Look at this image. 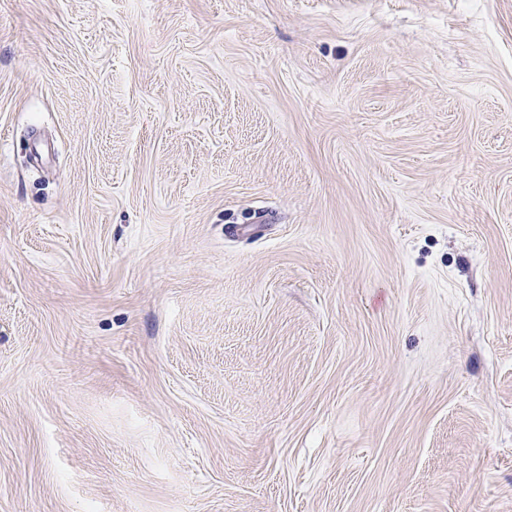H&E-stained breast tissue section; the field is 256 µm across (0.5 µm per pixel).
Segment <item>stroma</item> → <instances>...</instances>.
Segmentation results:
<instances>
[{
    "instance_id": "obj_1",
    "label": "stroma",
    "mask_w": 512,
    "mask_h": 512,
    "mask_svg": "<svg viewBox=\"0 0 512 512\" xmlns=\"http://www.w3.org/2000/svg\"><path fill=\"white\" fill-rule=\"evenodd\" d=\"M0 512H512V0H0Z\"/></svg>"
}]
</instances>
